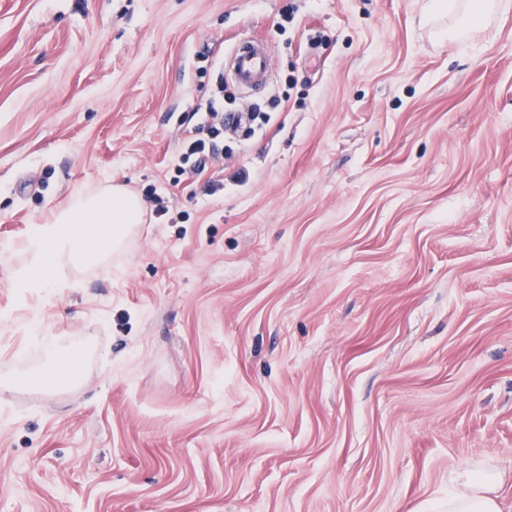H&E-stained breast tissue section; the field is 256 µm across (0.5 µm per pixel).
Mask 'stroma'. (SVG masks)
<instances>
[{"label":"stroma","mask_w":512,"mask_h":512,"mask_svg":"<svg viewBox=\"0 0 512 512\" xmlns=\"http://www.w3.org/2000/svg\"><path fill=\"white\" fill-rule=\"evenodd\" d=\"M429 2L0 0V512H447L477 465L512 498V10ZM219 92L257 119L177 174ZM111 184L123 249L13 288ZM234 78L245 91L260 84L269 65V54L263 43L247 38L240 39L232 48ZM48 360L49 365L45 376L38 378V381L49 378L58 385L73 382L77 378L78 352L67 350L56 345H50L48 349Z\"/></svg>","instance_id":"obj_1"}]
</instances>
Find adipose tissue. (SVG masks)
Returning a JSON list of instances; mask_svg holds the SVG:
<instances>
[{
    "mask_svg": "<svg viewBox=\"0 0 512 512\" xmlns=\"http://www.w3.org/2000/svg\"><path fill=\"white\" fill-rule=\"evenodd\" d=\"M144 202L122 186L73 194L36 223L26 242L30 264L14 274L13 287L41 291L62 268L101 263L142 223ZM498 473L475 466L458 471L448 491V512H512L498 493Z\"/></svg>",
    "mask_w": 512,
    "mask_h": 512,
    "instance_id": "1",
    "label": "adipose tissue"
}]
</instances>
